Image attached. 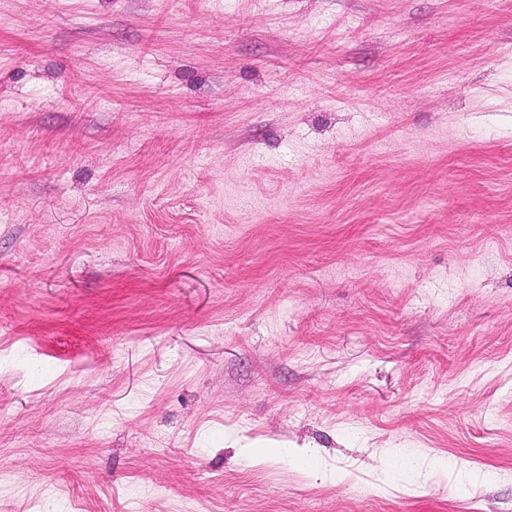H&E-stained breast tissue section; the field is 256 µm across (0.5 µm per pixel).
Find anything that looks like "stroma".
I'll return each mask as SVG.
<instances>
[{"mask_svg": "<svg viewBox=\"0 0 512 512\" xmlns=\"http://www.w3.org/2000/svg\"><path fill=\"white\" fill-rule=\"evenodd\" d=\"M0 512H512V0H0Z\"/></svg>", "mask_w": 512, "mask_h": 512, "instance_id": "obj_1", "label": "stroma"}]
</instances>
